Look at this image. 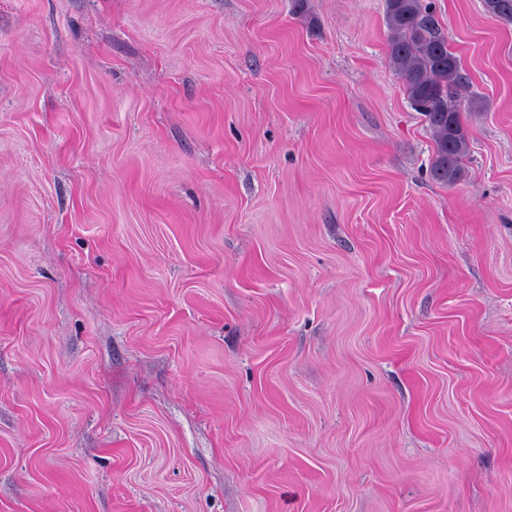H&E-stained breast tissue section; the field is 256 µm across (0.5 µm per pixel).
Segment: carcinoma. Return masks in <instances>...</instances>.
I'll use <instances>...</instances> for the list:
<instances>
[{
  "label": "carcinoma",
  "mask_w": 512,
  "mask_h": 512,
  "mask_svg": "<svg viewBox=\"0 0 512 512\" xmlns=\"http://www.w3.org/2000/svg\"><path fill=\"white\" fill-rule=\"evenodd\" d=\"M385 4L390 64L403 80L407 99L432 132L431 175L441 184H454L464 176L463 160L469 150L457 96L463 79L460 59L425 0H385ZM483 4L487 13L512 22V0H483Z\"/></svg>",
  "instance_id": "obj_1"
}]
</instances>
